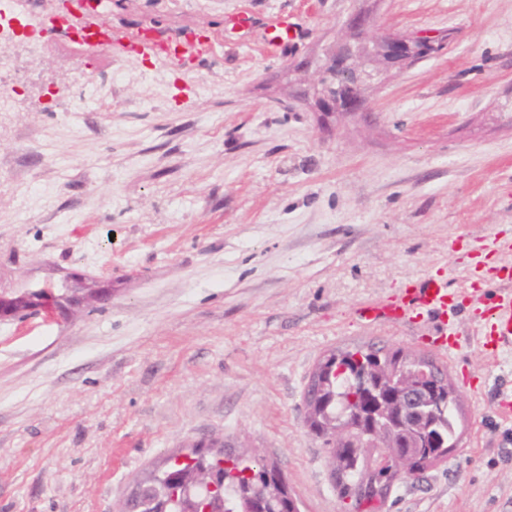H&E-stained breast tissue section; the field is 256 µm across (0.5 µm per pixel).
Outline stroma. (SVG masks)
I'll return each mask as SVG.
<instances>
[{
    "instance_id": "obj_1",
    "label": "stroma",
    "mask_w": 512,
    "mask_h": 512,
    "mask_svg": "<svg viewBox=\"0 0 512 512\" xmlns=\"http://www.w3.org/2000/svg\"><path fill=\"white\" fill-rule=\"evenodd\" d=\"M56 11L0 0L26 78L0 112V296L59 298L0 320V512H117L216 440L276 463L302 512H342L304 390L338 348L425 352L359 308L430 275L463 288L481 238L512 234V0H103L106 50ZM359 12L370 36L441 47L329 112L324 63ZM145 28L214 53H126ZM484 305L466 298L464 344L433 355L482 379L462 440L382 512H512V343L480 350Z\"/></svg>"
}]
</instances>
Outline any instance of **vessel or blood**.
Here are the masks:
<instances>
[{
	"instance_id": "1",
	"label": "vessel or blood",
	"mask_w": 512,
	"mask_h": 512,
	"mask_svg": "<svg viewBox=\"0 0 512 512\" xmlns=\"http://www.w3.org/2000/svg\"><path fill=\"white\" fill-rule=\"evenodd\" d=\"M133 50H150L168 57L179 54L178 43L158 33H135L130 39ZM512 282V263L500 261L487 268L473 269L468 277L469 295L483 294L487 283ZM460 305V297L451 292L445 280L428 277L409 281L400 292L373 305L361 307L360 317L368 322H408L419 326L428 343L438 350L461 347L462 338L452 327ZM512 338V291L493 294L487 308L486 323L479 346L487 355H495L500 343Z\"/></svg>"
}]
</instances>
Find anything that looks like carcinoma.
Here are the masks:
<instances>
[{"label":"carcinoma","mask_w":512,"mask_h":512,"mask_svg":"<svg viewBox=\"0 0 512 512\" xmlns=\"http://www.w3.org/2000/svg\"><path fill=\"white\" fill-rule=\"evenodd\" d=\"M432 366L442 375L425 380L427 400L423 424L409 433L399 429V414L388 397L404 374ZM306 425L318 438L338 439L330 449L331 475L342 507L348 512H380L393 487L413 472L424 473L448 458L458 447L461 431L460 396L447 373L426 356H412L401 348L361 346L336 349L316 363L307 385ZM373 448L397 457L385 468L366 463ZM184 458L177 463L178 458ZM276 468L262 459L250 461L232 448H192L176 452L164 466L137 484L127 506L131 512H153L171 496H181L184 484L216 489L196 512H301L293 493L270 483L268 470Z\"/></svg>","instance_id":"obj_1"}]
</instances>
